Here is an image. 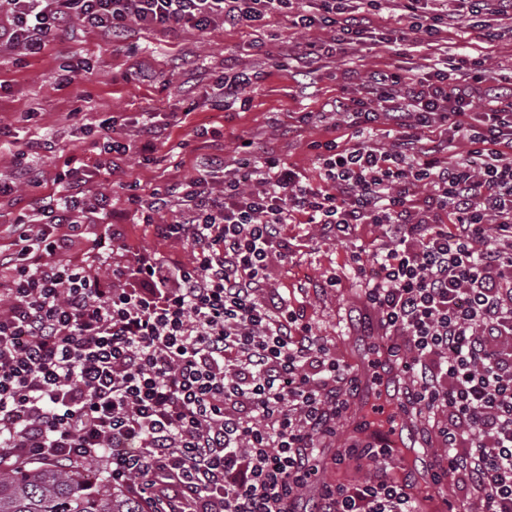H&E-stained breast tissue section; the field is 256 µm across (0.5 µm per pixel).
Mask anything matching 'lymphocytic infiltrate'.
<instances>
[{
  "label": "lymphocytic infiltrate",
  "mask_w": 512,
  "mask_h": 512,
  "mask_svg": "<svg viewBox=\"0 0 512 512\" xmlns=\"http://www.w3.org/2000/svg\"><path fill=\"white\" fill-rule=\"evenodd\" d=\"M0 0V43L37 55L70 20L108 36L130 25L206 32L242 30L274 15L293 26L337 28L359 44L379 0ZM434 0H398L407 29L385 36L410 58L442 21ZM454 17L478 19L486 39L512 36V0H454ZM480 58L464 80L431 67L419 75L372 72L343 109L354 144L324 143L321 186L279 158L243 145L234 168L211 158L177 182H125L127 205L92 195L78 154L53 189L26 178L27 204L0 248V462L98 461L147 512H300L317 484L315 451L338 437L360 377L273 286L294 257L287 227L386 237L366 266L361 323L379 330L372 367L403 374L397 415L415 413L434 455V484L453 480L485 512H512V91L490 93ZM484 101V111L474 109ZM387 117L391 148L362 143ZM108 139L98 174L119 157L153 160L159 131L143 122L136 143ZM465 157L442 163L453 139ZM169 214L155 224L157 214ZM154 224L187 245L189 264L130 246L125 227ZM344 443L337 461L371 462L351 484L319 486L314 512H421L394 454Z\"/></svg>",
  "instance_id": "f902f5d3"
}]
</instances>
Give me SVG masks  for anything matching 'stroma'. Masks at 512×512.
I'll use <instances>...</instances> for the list:
<instances>
[{
    "label": "stroma",
    "mask_w": 512,
    "mask_h": 512,
    "mask_svg": "<svg viewBox=\"0 0 512 512\" xmlns=\"http://www.w3.org/2000/svg\"><path fill=\"white\" fill-rule=\"evenodd\" d=\"M310 43L324 53L317 72L300 75L281 68L284 56L297 55ZM479 51L496 77L512 78V38L488 42L479 30L456 21L446 20L434 40L419 44L412 66L420 69ZM77 64L85 68L81 79L59 86L62 70ZM397 66L385 44H342L333 28L297 29L281 16L247 32L230 26L204 33L134 26L117 40L74 20L41 56L0 45V177L14 178L21 165L54 177V163L24 154L30 136L54 138L65 153L95 160L102 141L93 124L115 118L113 138L133 143L140 121L151 113L164 126L156 162L144 164L131 154L120 159L121 171L112 183L96 175L90 178L92 192L111 195L113 207L124 205L119 185L125 179L144 184L175 181L211 155L223 157L230 167L244 140L251 141L257 153H273L305 170L316 184L320 178L314 143L349 139L347 117L333 110V102L356 96L371 72ZM238 72L253 79L246 91L248 101L224 108L216 82ZM307 112L320 113V120L301 123ZM288 234L295 259L278 277L276 288L304 310L315 333L343 360L367 365L371 346L355 321L360 288L346 277L327 291L320 283L328 273L343 272L353 246L373 252L383 238L382 228L365 227L354 244L321 237L309 224L289 225ZM317 462L321 484L356 481L374 471L366 460L337 463L332 447L318 449Z\"/></svg>",
    "instance_id": "obj_1"
}]
</instances>
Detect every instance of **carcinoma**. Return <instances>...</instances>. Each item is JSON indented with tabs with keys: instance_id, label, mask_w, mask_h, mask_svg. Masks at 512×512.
<instances>
[{
	"instance_id": "obj_1",
	"label": "carcinoma",
	"mask_w": 512,
	"mask_h": 512,
	"mask_svg": "<svg viewBox=\"0 0 512 512\" xmlns=\"http://www.w3.org/2000/svg\"><path fill=\"white\" fill-rule=\"evenodd\" d=\"M0 512H143L87 466L53 462L0 466Z\"/></svg>"
}]
</instances>
